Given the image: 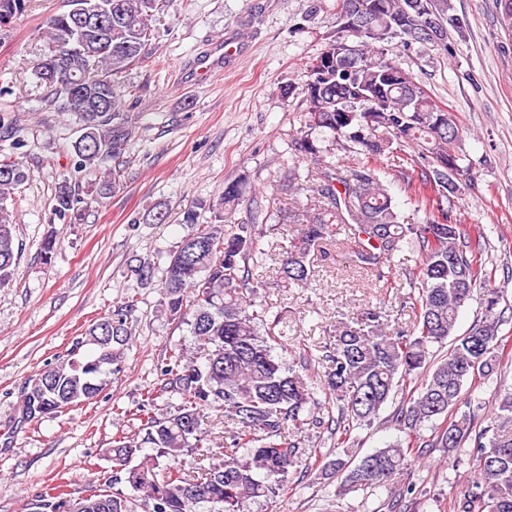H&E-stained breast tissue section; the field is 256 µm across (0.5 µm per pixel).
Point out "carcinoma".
Segmentation results:
<instances>
[{"label":"carcinoma","instance_id":"obj_1","mask_svg":"<svg viewBox=\"0 0 512 512\" xmlns=\"http://www.w3.org/2000/svg\"><path fill=\"white\" fill-rule=\"evenodd\" d=\"M166 0H112V21L81 25L79 12L92 11L99 0H69L71 9L47 22L42 54L34 74L44 84L60 111L81 122V135L72 145L74 172L97 170L112 161V188L120 187L121 165L128 133L124 129L126 94L120 77L142 59V49L155 36L152 20ZM413 0H339L337 33L352 37L359 58L348 78L336 80V48L331 44L306 65L303 91L307 131L294 139L297 161L321 165V200L313 207L298 236L278 253L280 273L287 283L311 284L312 254L338 245V226L349 227L358 238L355 266L379 281L390 276L395 255L418 244L421 263L409 275L421 288L414 298L412 327L389 328L380 307L335 325L336 343L324 348L326 362L323 399L299 372L285 367L273 355L272 343L285 336L281 319L270 318L257 300L262 282L253 269L265 265L268 252L262 224H233L224 232V211L216 224H201L192 207L182 211L180 223L192 231L170 256L162 290L169 319L190 326L205 363L173 351L160 367L159 387L146 393L135 416L141 430L113 437L112 460L117 468L108 484L126 483L152 512H244L247 502H272L288 491V473L303 466L337 474L347 471L340 490L366 492L395 488V480L413 459L427 453L420 430L435 424L436 443L450 452L469 455L476 481L453 504L454 512H512V391L499 395L487 425L471 438L467 416L453 418L468 381L485 380L512 355V346L499 336L497 300L487 301L485 315L469 332L454 339L446 357L435 363L429 348L453 335L460 307L486 280L477 255L467 256L460 238H484L482 226L441 224L435 218L423 224H404L391 197L372 170L342 173L325 160L312 132L330 134L358 145L377 161L393 141L412 143L418 157L428 162L421 171L419 191L437 203L450 191L448 171L458 168L449 145L458 137L451 112L415 81L401 78L402 70L387 57L385 45L400 39L390 22L405 17ZM441 33H461L466 22L449 13L448 0H425ZM30 0H0V28L8 27L28 8ZM30 171L11 155L0 157V288L14 277L16 227L10 205ZM73 176L63 178L55 195L54 214L66 217L78 199ZM128 305H121L85 332L97 346L88 360L71 358L50 365L35 379L19 406L20 418L33 421L98 397L106 383L104 368L121 370L128 337ZM421 379L404 393L397 421L405 438L365 457L354 468L341 457L311 452L303 456L299 436L320 427L322 417L338 412L336 447H347L354 428L372 424L399 382ZM176 394L174 412L156 414V399ZM224 413V432L230 443L224 457L200 478L185 469L182 456L201 451L206 437V411ZM474 440V447L464 448ZM157 449L135 465L141 448ZM243 455H237L239 449ZM168 459L161 465L159 458ZM35 512H134L131 498L121 492L92 489L80 497L64 490L47 494L34 504Z\"/></svg>","mask_w":512,"mask_h":512}]
</instances>
